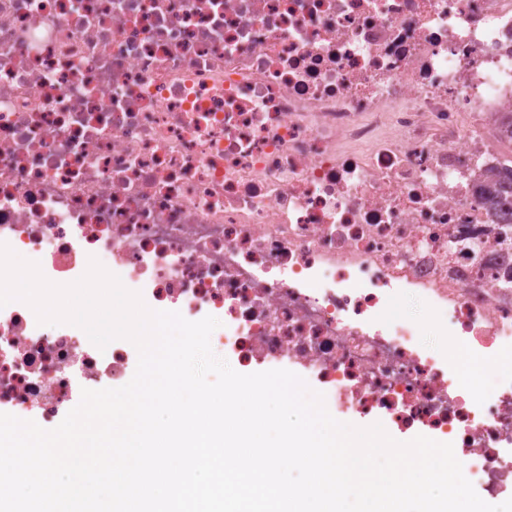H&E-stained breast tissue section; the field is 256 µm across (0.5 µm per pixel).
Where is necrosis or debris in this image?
<instances>
[{"label": "necrosis or debris", "instance_id": "obj_1", "mask_svg": "<svg viewBox=\"0 0 512 512\" xmlns=\"http://www.w3.org/2000/svg\"><path fill=\"white\" fill-rule=\"evenodd\" d=\"M512 0H0V243L51 282L97 258L211 346L354 425L452 443L512 495ZM420 315L390 320L393 299ZM441 348L423 347V334ZM0 308V412L56 428L136 370Z\"/></svg>", "mask_w": 512, "mask_h": 512}]
</instances>
